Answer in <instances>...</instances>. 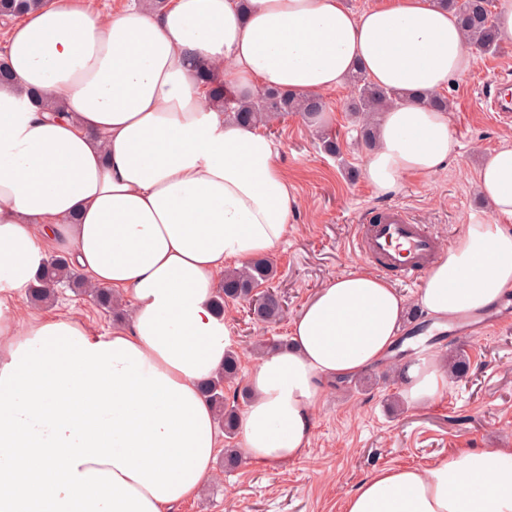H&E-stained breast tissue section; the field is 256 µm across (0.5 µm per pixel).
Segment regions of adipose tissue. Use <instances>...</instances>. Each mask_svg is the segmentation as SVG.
I'll return each mask as SVG.
<instances>
[{
  "label": "adipose tissue",
  "instance_id": "1",
  "mask_svg": "<svg viewBox=\"0 0 512 512\" xmlns=\"http://www.w3.org/2000/svg\"><path fill=\"white\" fill-rule=\"evenodd\" d=\"M0 59L12 73L0 87V512H170L212 475L219 446L201 392L229 346L217 279L273 252L299 206L276 143L225 118L198 71L243 100L322 96L357 70L395 90L362 170L388 196L453 154L447 115L422 99L471 69L468 36L435 0L358 13L344 0H165L111 15L50 0L11 26ZM476 189L492 219L452 241L414 298L365 267L332 277L289 345L253 361L247 459H297L325 383L386 359L409 304L443 322L512 291V146L484 155ZM52 253L127 303L126 329L11 312ZM447 385L429 352L407 367L405 399L422 407ZM343 512H512V448L380 468Z\"/></svg>",
  "mask_w": 512,
  "mask_h": 512
}]
</instances>
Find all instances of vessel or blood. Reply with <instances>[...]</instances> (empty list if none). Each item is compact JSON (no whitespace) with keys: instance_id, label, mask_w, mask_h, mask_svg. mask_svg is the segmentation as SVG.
<instances>
[{"instance_id":"obj_1","label":"vessel or blood","mask_w":512,"mask_h":512,"mask_svg":"<svg viewBox=\"0 0 512 512\" xmlns=\"http://www.w3.org/2000/svg\"><path fill=\"white\" fill-rule=\"evenodd\" d=\"M354 247L381 273L412 282L437 260L440 242L429 226L415 223L406 208L395 205L360 225Z\"/></svg>"}]
</instances>
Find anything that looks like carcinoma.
I'll list each match as a JSON object with an SVG mask.
<instances>
[{"label":"carcinoma","mask_w":512,"mask_h":512,"mask_svg":"<svg viewBox=\"0 0 512 512\" xmlns=\"http://www.w3.org/2000/svg\"><path fill=\"white\" fill-rule=\"evenodd\" d=\"M46 0H0L1 17H19L24 13L39 9ZM438 4L456 14L460 25L470 37L471 48L479 54H497L503 49V38L492 11L493 0H437ZM199 80L209 87L211 98L224 106V111L240 123H258L269 118H278L288 113H298L309 120L317 119L326 109V102L317 95L300 99L286 91L267 90L260 96L246 102L237 100L224 89V84L215 82L206 70L199 74ZM348 83L354 95L348 106L356 115L366 116L399 99L393 90L380 88L371 83L360 71L352 73ZM274 277L273 264L258 258L240 269H229L224 273V281L216 291L215 309L224 312V303L230 300L251 299L254 314L262 322H273L281 316L283 303L273 291L266 290L254 294L256 288ZM69 283L75 288L85 286L82 275L76 272L62 256H54L44 263L38 278V285L29 289L30 299L37 303H47L54 298L55 287ZM240 360L235 351L224 357V367L215 377L202 386L204 395L213 404L218 422L224 426L226 438L237 434V397L225 395L226 386L236 383Z\"/></svg>","instance_id":"obj_1"}]
</instances>
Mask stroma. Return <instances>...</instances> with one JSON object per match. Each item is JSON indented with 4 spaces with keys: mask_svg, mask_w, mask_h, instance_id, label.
I'll return each mask as SVG.
<instances>
[{
    "mask_svg": "<svg viewBox=\"0 0 512 512\" xmlns=\"http://www.w3.org/2000/svg\"><path fill=\"white\" fill-rule=\"evenodd\" d=\"M506 77L512 78V41L499 55H477L473 68L450 84L447 116L456 149L449 166L428 178L409 179L388 198L376 197L363 179L369 149L347 109L350 87L326 94L323 121L311 123L293 113L268 125L300 206L287 239L270 255L277 269L270 287L283 301L282 318L258 321L248 301L224 306L242 369L254 359V344L288 339L291 323L325 281L364 265L353 240L358 225L372 220L375 211L404 206L445 246L467 224L490 220L491 207L476 191L477 174L484 153L512 146V118L487 111L484 97ZM327 136L337 139L339 155L324 150ZM51 308L97 333L121 326L91 298L65 286L57 288ZM416 327L415 320H407L387 361L354 378L326 383L302 456L276 469L247 459L233 469L215 464L198 495L170 512H342L348 493L379 468L427 466L455 448H511L512 325L462 339L446 328H428L440 360L463 353L469 371L449 377L440 398L420 408L407 406L398 370L422 346L413 335Z\"/></svg>",
    "mask_w": 512,
    "mask_h": 512,
    "instance_id": "obj_1",
    "label": "stroma"
}]
</instances>
